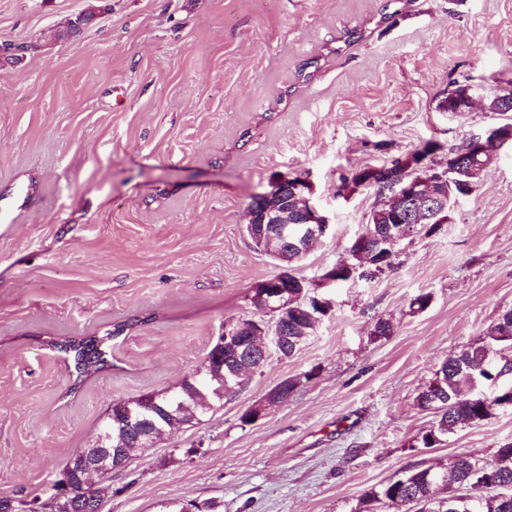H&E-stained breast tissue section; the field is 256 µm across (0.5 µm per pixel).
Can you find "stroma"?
Returning a JSON list of instances; mask_svg holds the SVG:
<instances>
[{
	"instance_id": "stroma-1",
	"label": "stroma",
	"mask_w": 512,
	"mask_h": 512,
	"mask_svg": "<svg viewBox=\"0 0 512 512\" xmlns=\"http://www.w3.org/2000/svg\"><path fill=\"white\" fill-rule=\"evenodd\" d=\"M0 0V494L24 505L91 446L117 399L177 386L251 288L277 274L244 231L253 195L305 178L329 219L291 273L333 308L293 356H270L222 407L169 431L100 486L101 512H354L402 468L494 462L512 410L411 447L418 392L448 354L512 310V145L431 236L371 280L319 284L378 201L356 170L432 141L436 162L512 112V0ZM361 34L349 41V31ZM467 112H442L453 84ZM430 295L423 310L412 309ZM391 336L373 340L378 320ZM110 367L70 392L49 336L117 324ZM287 402L242 415L284 380ZM454 98L452 104L448 108H439L442 112H467L473 106L475 93L473 87L469 84H456L455 87L448 91Z\"/></svg>"
}]
</instances>
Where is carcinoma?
<instances>
[{"label": "carcinoma", "mask_w": 512, "mask_h": 512, "mask_svg": "<svg viewBox=\"0 0 512 512\" xmlns=\"http://www.w3.org/2000/svg\"><path fill=\"white\" fill-rule=\"evenodd\" d=\"M95 18L92 11L78 15L69 21L58 33L62 42L78 37L85 26ZM310 308L301 302L300 308L288 313V336L278 347L279 353L289 358L305 343L307 337L301 332L312 333L315 324L309 320ZM126 325L118 324L104 334L80 336L58 340L52 338L48 344L64 354V360L72 361L75 383L82 382L84 374L103 367L112 355V340L119 337ZM497 336H485L478 344H472L448 356L435 371L428 385L418 393L417 405L435 414L432 425L414 439V442L431 448L443 442V438L454 433L463 424L480 423L488 420L499 410L498 404L512 402V383L505 381L512 374V359L501 354L512 349V311L501 315L495 325ZM267 357L254 346H247L239 357H224L219 363L213 353H208L195 373L174 389L140 395L132 399L112 402L106 411L103 423L112 422V417L121 413L120 406L127 402L152 399L157 405L153 414L156 424L171 420L162 407L174 398L178 401L179 418L200 420V417L216 410L223 398L214 389L225 383L240 388L244 379L241 373L255 372L266 363ZM499 464V479L505 486L506 494L480 493L473 512H512V440L499 445L496 451ZM480 466L479 460L471 455H460L448 465L439 469L405 468L394 478L373 489L359 500L354 512H392L406 508V512H463L464 507L453 511L448 505L435 503L437 484L466 487L472 470ZM61 474L67 476L71 485L81 484L83 478L80 453L70 456ZM58 512H100V503L89 504L80 494H68L59 501Z\"/></svg>", "instance_id": "obj_1"}]
</instances>
